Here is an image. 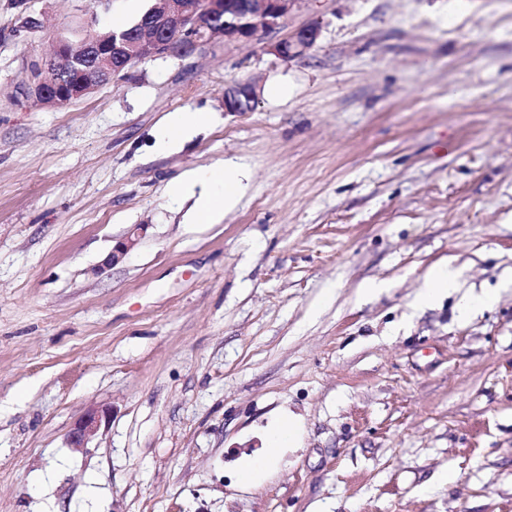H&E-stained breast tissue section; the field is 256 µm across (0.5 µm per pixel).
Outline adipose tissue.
<instances>
[{
	"mask_svg": "<svg viewBox=\"0 0 512 512\" xmlns=\"http://www.w3.org/2000/svg\"><path fill=\"white\" fill-rule=\"evenodd\" d=\"M243 178L242 170L234 164L199 171L196 179L203 185L204 191L197 200L195 223H215L221 213L233 207L244 190Z\"/></svg>",
	"mask_w": 512,
	"mask_h": 512,
	"instance_id": "adipose-tissue-1",
	"label": "adipose tissue"
}]
</instances>
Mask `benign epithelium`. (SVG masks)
Masks as SVG:
<instances>
[{"label": "benign epithelium", "mask_w": 512, "mask_h": 512, "mask_svg": "<svg viewBox=\"0 0 512 512\" xmlns=\"http://www.w3.org/2000/svg\"><path fill=\"white\" fill-rule=\"evenodd\" d=\"M173 9L153 12L148 20L152 37L149 54L160 58H181L195 51L203 42L220 39L226 43L254 39L260 32H270L281 25L288 5L294 0H176ZM175 34L181 41L169 39ZM320 36L316 25L297 29L290 37L276 42L272 51L282 59L307 54ZM73 40L59 35L52 49L43 53L34 64L35 73L22 85L29 98L44 101L55 107L79 100L96 88L108 84L112 77L127 70L143 56L141 40L125 31H114L108 39L96 35L82 38L84 55L76 57ZM69 61L78 71V81L72 85L65 80L49 81L46 75L57 71L62 62ZM258 100L256 87L251 82L234 81L224 89V111L242 112ZM144 227H132L112 247L103 265L115 266L122 262L143 234ZM107 409L92 408L72 426L68 442L73 448H85L97 435Z\"/></svg>", "instance_id": "benign-epithelium-1"}]
</instances>
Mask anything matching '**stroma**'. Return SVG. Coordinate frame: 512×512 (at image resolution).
<instances>
[{"mask_svg": "<svg viewBox=\"0 0 512 512\" xmlns=\"http://www.w3.org/2000/svg\"><path fill=\"white\" fill-rule=\"evenodd\" d=\"M155 2L0 0V512H512V0H296L70 104L22 94L58 31ZM175 112L206 120L157 149ZM227 160L245 192L193 223L169 187ZM442 264L456 289L415 309ZM320 36L316 25H308L297 29L290 37L276 42L272 51L282 59H291L306 55L314 48ZM258 100L256 87L251 82L234 81L224 89V109L228 112H243ZM144 227L142 225H135L132 227L124 237L112 247V251L105 258L103 265L107 267L115 266L122 262L129 252L134 248L138 239L143 234ZM110 415L108 409L92 408L72 426L68 442L72 448H85L97 435L103 418Z\"/></svg>", "mask_w": 512, "mask_h": 512, "instance_id": "obj_1", "label": "stroma"}]
</instances>
